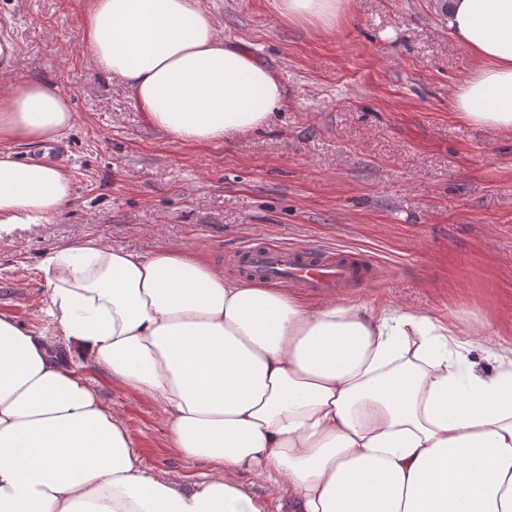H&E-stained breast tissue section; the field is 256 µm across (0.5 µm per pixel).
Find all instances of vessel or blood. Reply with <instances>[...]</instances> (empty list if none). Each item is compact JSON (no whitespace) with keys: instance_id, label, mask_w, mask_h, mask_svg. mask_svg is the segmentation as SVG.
Masks as SVG:
<instances>
[{"instance_id":"obj_1","label":"vessel or blood","mask_w":512,"mask_h":512,"mask_svg":"<svg viewBox=\"0 0 512 512\" xmlns=\"http://www.w3.org/2000/svg\"><path fill=\"white\" fill-rule=\"evenodd\" d=\"M240 255L246 270L259 279L277 278L312 293H331L344 288L356 276L355 268L339 258L302 256L288 248L243 246Z\"/></svg>"}]
</instances>
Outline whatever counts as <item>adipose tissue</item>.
<instances>
[{
	"label": "adipose tissue",
	"mask_w": 512,
	"mask_h": 512,
	"mask_svg": "<svg viewBox=\"0 0 512 512\" xmlns=\"http://www.w3.org/2000/svg\"><path fill=\"white\" fill-rule=\"evenodd\" d=\"M274 7L328 30L342 0ZM447 11L476 61L455 112L512 132V0ZM82 18L91 61L173 142L258 131L282 105L274 72L199 0H82ZM75 121L59 82L0 87V236L70 201L68 171L15 148ZM39 270L51 335L0 313V512H264L245 474L282 486L295 512H512V346L425 310L313 305L176 248L74 244ZM477 344L493 370L470 359ZM83 364L159 403L171 447L210 464L203 480L150 472Z\"/></svg>",
	"instance_id": "1"
}]
</instances>
